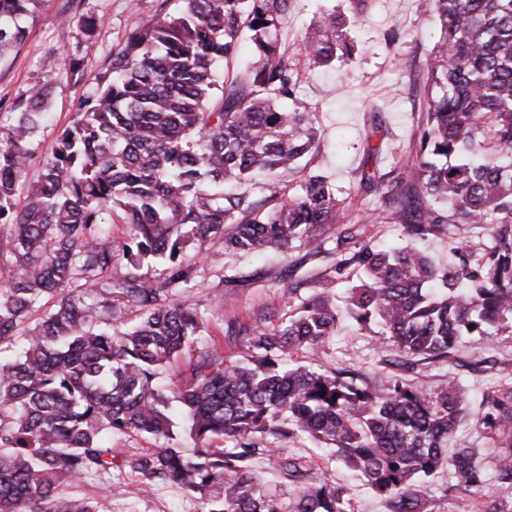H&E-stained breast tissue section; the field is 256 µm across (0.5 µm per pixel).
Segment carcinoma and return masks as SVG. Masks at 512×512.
Wrapping results in <instances>:
<instances>
[{
	"label": "carcinoma",
	"instance_id": "cac0c4a2",
	"mask_svg": "<svg viewBox=\"0 0 512 512\" xmlns=\"http://www.w3.org/2000/svg\"><path fill=\"white\" fill-rule=\"evenodd\" d=\"M40 2L0 0V59L24 42ZM168 2L112 51L36 178H27L30 138L49 114L45 89L17 99L0 133V348H19L0 357V512H112L108 495L59 490L111 472L117 458L145 485L178 488L207 512H353L347 485L311 480L283 447L300 437L359 474L385 512H433L424 482L443 469L447 496L482 489L490 463L494 481L512 488V386L483 398V453L448 447L465 415L451 377L431 388L279 360L333 334L335 282L352 275L349 317L361 330L381 324L406 373L456 362L467 337L512 334V0H431L441 36L414 77L424 103L383 219L409 241L469 228L479 251L457 247L446 267L408 244L374 248L369 216L339 223L343 200L319 175L279 190L319 138L316 113L288 108L305 76L278 38L291 0H180L173 12ZM101 23L80 17L88 38ZM343 26L333 11L307 31L311 64L336 59ZM245 39L257 61L223 75ZM118 212L131 227L122 241L105 229ZM325 225L336 226L331 248L317 241ZM192 239L250 255L311 245L331 263L286 322L244 330L248 363L218 350L190 358L169 395L160 375L205 328L181 299ZM148 258L163 259L168 276L146 277ZM133 434L167 446L122 447ZM258 459L274 461L292 493L265 490L251 470Z\"/></svg>",
	"mask_w": 512,
	"mask_h": 512
}]
</instances>
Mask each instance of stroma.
<instances>
[{"label": "stroma", "instance_id": "1", "mask_svg": "<svg viewBox=\"0 0 512 512\" xmlns=\"http://www.w3.org/2000/svg\"><path fill=\"white\" fill-rule=\"evenodd\" d=\"M160 0H42L38 12L28 19V34L18 49L0 60V121H10V106L40 87L50 90L51 118L35 132L34 155L29 176H37L43 158L60 131L76 117L80 97L104 72L112 50L124 42L136 23L150 20ZM333 8L347 16V40L351 58L336 59L322 67H309L303 38L317 12ZM102 18L94 39H85L79 18L86 11ZM439 37V24L430 10V0H374L371 9L355 15L347 0H292L280 29V41L300 66L308 67L307 80L298 88L297 99L317 115L320 144L304 160L309 173L327 177L345 205V222L356 221L381 205V190L361 184L362 172L386 173L406 162L417 129L420 95L413 77L423 68L428 51ZM78 52L81 73L69 70L65 55ZM383 143L379 155L368 156V140ZM195 260L193 288L183 295L204 315L206 329L189 348L195 356L220 348L225 361L243 363L250 356L247 339L231 334V327L266 329L280 323L288 299L283 282L296 285L297 297L314 292V280L326 262L321 258L303 262L298 251L273 252L262 259L225 250L223 243L190 245ZM258 273L256 282L235 288L225 286L223 298H215L218 278L229 279ZM471 348H462L453 367L418 365L412 377L432 387L455 376L465 392L467 417L459 425L454 443L475 448L488 441L476 425L475 415L486 392L512 383V335L493 336L483 344L484 359L470 369ZM395 353L383 337L360 332L350 320H342L335 336L327 339L318 355L308 349L291 352L292 361L330 370L353 366L376 378L396 374ZM312 476H327L347 483L354 512H384L380 500L362 479L350 476L337 459L315 454L308 441L293 445ZM110 494L112 512H201L202 501L172 487H149L126 474L88 475L65 487L63 496L94 498Z\"/></svg>", "mask_w": 512, "mask_h": 512}]
</instances>
